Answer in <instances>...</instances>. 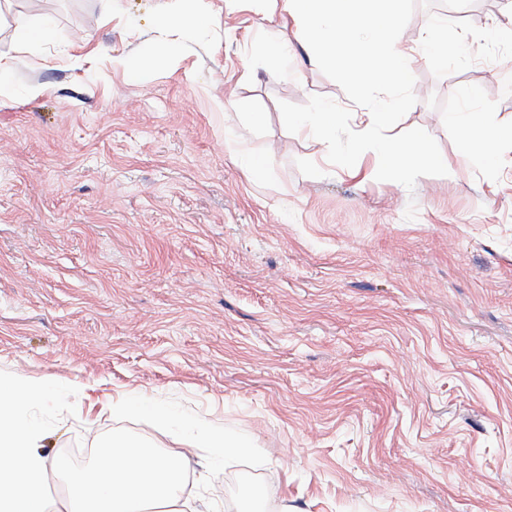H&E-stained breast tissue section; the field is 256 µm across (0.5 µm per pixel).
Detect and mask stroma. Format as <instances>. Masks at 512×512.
Wrapping results in <instances>:
<instances>
[{"mask_svg": "<svg viewBox=\"0 0 512 512\" xmlns=\"http://www.w3.org/2000/svg\"><path fill=\"white\" fill-rule=\"evenodd\" d=\"M202 7L203 34L161 20L182 0H15L56 35L29 52L0 33L16 87L0 100V374L83 395L44 453L115 429L177 450L113 419V398L141 387L256 438L262 462L215 477L193 457L216 512H245V480L266 512H512V144L489 167L446 124L467 108L512 125V44L479 33L512 0H401L402 46L442 11L445 42L470 35L462 57L414 62L393 121L447 168L394 177L370 152L320 173L291 121L329 102L349 138L380 89L342 84L269 0ZM121 56L150 73L132 79ZM31 83L41 93L20 94Z\"/></svg>", "mask_w": 512, "mask_h": 512, "instance_id": "obj_1", "label": "stroma"}]
</instances>
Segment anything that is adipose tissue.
<instances>
[{
    "mask_svg": "<svg viewBox=\"0 0 512 512\" xmlns=\"http://www.w3.org/2000/svg\"><path fill=\"white\" fill-rule=\"evenodd\" d=\"M281 15L292 20L301 41L317 44L338 60L342 81L354 88L375 83L401 91L412 83L415 58L443 62L456 46L441 50L447 27L435 18L421 41L412 48L399 45L402 16L389 0H278ZM393 103L376 99L373 108L359 116L362 128L350 140L336 136V109L322 105L319 111L296 116L297 127L332 161L349 165L357 151L373 152L389 171H397L413 159L436 164L422 134L397 141L381 135L390 123ZM448 127L463 136L468 149L492 161L497 142H512V127H490L479 114L465 110L448 115ZM77 394L50 379L32 380L0 375V512H193L194 492L188 491L187 456L164 453L156 446L134 441L124 431H113L99 450L96 465L88 470L69 465L42 451L47 435L36 411L74 409ZM115 419L140 417L175 439L201 449L212 470L226 458L259 454L255 439L231 431L223 424L199 418L179 405L161 401L132 389L112 401ZM64 483L60 500L45 493L48 471Z\"/></svg>",
    "mask_w": 512,
    "mask_h": 512,
    "instance_id": "1",
    "label": "adipose tissue"
}]
</instances>
